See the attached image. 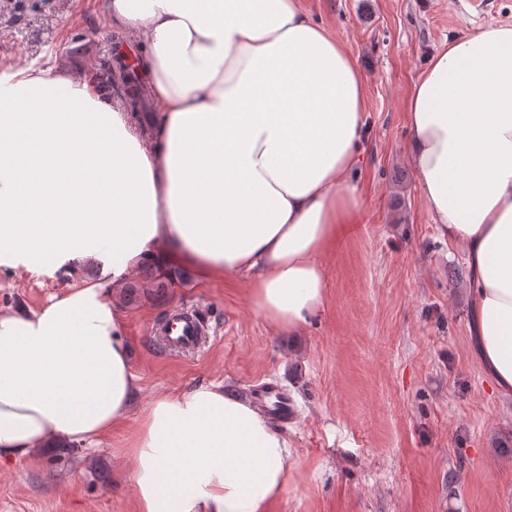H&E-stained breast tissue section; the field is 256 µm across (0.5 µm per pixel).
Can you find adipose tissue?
<instances>
[{
    "instance_id": "ef3b65f1",
    "label": "adipose tissue",
    "mask_w": 512,
    "mask_h": 512,
    "mask_svg": "<svg viewBox=\"0 0 512 512\" xmlns=\"http://www.w3.org/2000/svg\"><path fill=\"white\" fill-rule=\"evenodd\" d=\"M144 45L155 112L137 123L89 70H0V269L100 280L0 310V458L91 445L139 388L112 298L136 270L245 277L293 331L323 310L325 257L359 206L365 79L302 0H103ZM407 151L469 271V339L512 399V25L451 41L408 99ZM291 440L209 384L157 395L125 450L139 512H270Z\"/></svg>"
}]
</instances>
